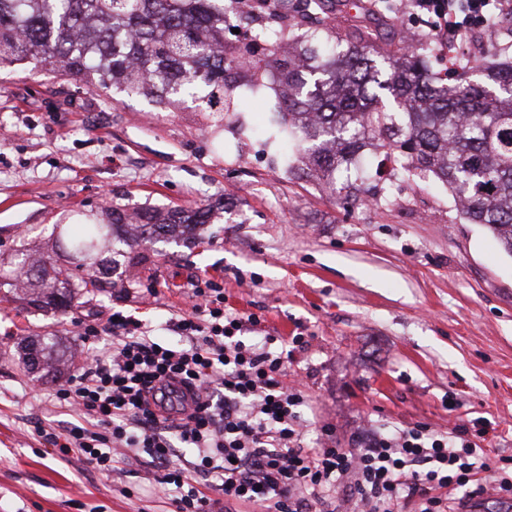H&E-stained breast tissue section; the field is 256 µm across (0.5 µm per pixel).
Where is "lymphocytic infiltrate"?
I'll return each instance as SVG.
<instances>
[{"mask_svg": "<svg viewBox=\"0 0 512 512\" xmlns=\"http://www.w3.org/2000/svg\"><path fill=\"white\" fill-rule=\"evenodd\" d=\"M427 16L440 41L487 18H512V0H406ZM190 312L174 321L177 343L152 339L135 315L113 312L107 349L91 351L54 391L59 407L75 413L64 430L38 433L60 458L77 455L109 473L142 448L158 463L160 485L175 486L174 512H214L219 500L253 502L265 512H453L448 494L483 493L478 476L489 467L465 430L455 436L415 427L356 437L350 448L302 447L304 394L286 385V358L272 336L241 339L240 316L224 306L220 283L190 285ZM197 389L195 412L181 420L159 415L168 406L165 382ZM193 448L184 464L179 451ZM220 479L222 499L200 487L199 476Z\"/></svg>", "mask_w": 512, "mask_h": 512, "instance_id": "obj_1", "label": "lymphocytic infiltrate"}]
</instances>
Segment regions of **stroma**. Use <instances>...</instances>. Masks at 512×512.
<instances>
[{
    "label": "stroma",
    "instance_id": "1",
    "mask_svg": "<svg viewBox=\"0 0 512 512\" xmlns=\"http://www.w3.org/2000/svg\"><path fill=\"white\" fill-rule=\"evenodd\" d=\"M234 96L216 128L208 113L110 101L28 65L0 71V269L22 249L60 260L54 225L115 203L227 208L201 243L143 249L128 276L66 312L0 300V512H172L176 492L147 454L105 476L44 448L38 422L71 417L22 347L53 336L77 365L85 326L104 328L118 310L176 343L171 320L197 280L220 283L230 311L260 316L244 339L275 336L290 350L304 447H319L326 426L344 444L464 427L491 462L512 457V255L446 185L406 177L383 154L365 151L364 173H337V190L301 162L285 169L287 146L266 130L273 91L241 85Z\"/></svg>",
    "mask_w": 512,
    "mask_h": 512
}]
</instances>
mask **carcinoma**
I'll return each mask as SVG.
<instances>
[{
    "label": "carcinoma",
    "instance_id": "carcinoma-1",
    "mask_svg": "<svg viewBox=\"0 0 512 512\" xmlns=\"http://www.w3.org/2000/svg\"><path fill=\"white\" fill-rule=\"evenodd\" d=\"M248 0H0V69L32 63L99 92L142 95L160 108L201 102L214 123L234 109V82L251 88L270 78L287 111L279 120L316 177L359 169L371 145L403 160L410 176L448 185L461 211L492 230L512 255V64L463 58L456 82L441 83L402 41L383 48L369 27H336L335 0H275L258 8L278 22L298 18L299 34L264 26L233 45L227 34L248 16ZM221 203L163 215L110 207L74 232L57 224L65 262L27 264L26 303L64 312L74 300L112 286L119 258L136 247L184 239L210 223ZM55 338H43L35 369L52 377L63 365Z\"/></svg>",
    "mask_w": 512,
    "mask_h": 512
}]
</instances>
